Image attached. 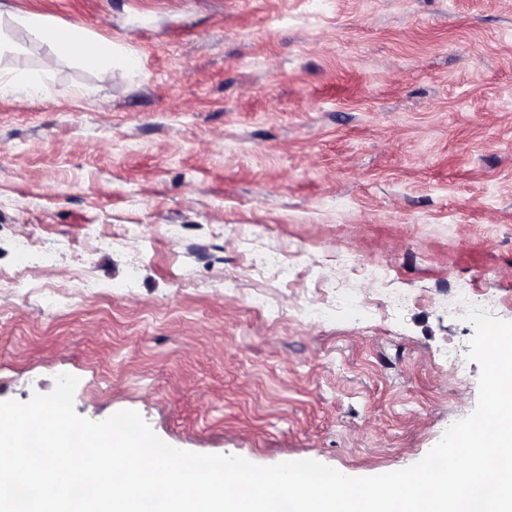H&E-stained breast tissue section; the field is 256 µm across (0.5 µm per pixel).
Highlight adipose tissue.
Instances as JSON below:
<instances>
[{
  "label": "adipose tissue",
  "mask_w": 512,
  "mask_h": 512,
  "mask_svg": "<svg viewBox=\"0 0 512 512\" xmlns=\"http://www.w3.org/2000/svg\"><path fill=\"white\" fill-rule=\"evenodd\" d=\"M15 21L40 43L49 45L60 53L79 58L82 63L94 68L102 80H111V46L83 36L75 29L56 26L37 12L18 15Z\"/></svg>",
  "instance_id": "adipose-tissue-1"
}]
</instances>
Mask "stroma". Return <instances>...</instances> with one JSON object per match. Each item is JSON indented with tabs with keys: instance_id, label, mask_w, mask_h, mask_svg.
<instances>
[{
	"instance_id": "obj_1",
	"label": "stroma",
	"mask_w": 512,
	"mask_h": 512,
	"mask_svg": "<svg viewBox=\"0 0 512 512\" xmlns=\"http://www.w3.org/2000/svg\"><path fill=\"white\" fill-rule=\"evenodd\" d=\"M25 12L109 44L112 80ZM0 40V80L43 79L0 92V270L54 253L41 277L72 295H0V401L67 373L81 417L351 477L418 462L475 409L451 298L512 322V0H0ZM86 224L138 232L94 250ZM288 244L389 285L306 260L275 314L228 293ZM81 265L102 295L79 297ZM336 282L373 315L295 316ZM336 261V265L343 266L345 268H349L350 270H355L359 273V275L364 276L370 281L381 284L388 277V273L384 266L379 263H367V264H359L356 262L355 258L350 253H342L337 254L336 258L333 259Z\"/></svg>"
}]
</instances>
